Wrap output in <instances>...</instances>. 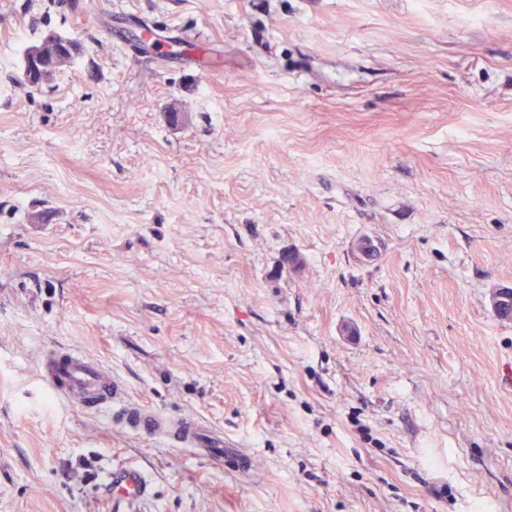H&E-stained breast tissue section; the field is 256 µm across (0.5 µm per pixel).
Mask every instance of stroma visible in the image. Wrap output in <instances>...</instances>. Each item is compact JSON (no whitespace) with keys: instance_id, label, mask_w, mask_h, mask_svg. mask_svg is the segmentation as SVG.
I'll return each mask as SVG.
<instances>
[{"instance_id":"35a3bbf8","label":"stroma","mask_w":512,"mask_h":512,"mask_svg":"<svg viewBox=\"0 0 512 512\" xmlns=\"http://www.w3.org/2000/svg\"><path fill=\"white\" fill-rule=\"evenodd\" d=\"M503 287L512 0H0V512L119 466L137 512H512ZM53 345L233 455L55 396ZM73 49L74 43L70 38L48 34L38 45L31 47L25 54L23 61V76L25 80L36 79L40 69L46 66L50 58H55L59 55L64 56ZM74 52L68 54L67 62L73 58ZM55 68H57V65H47L42 72L40 81H34L29 84L38 86ZM107 479L112 480V497L126 504L137 501L147 492L146 478L136 469H112V475H108Z\"/></svg>"}]
</instances>
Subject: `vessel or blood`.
Wrapping results in <instances>:
<instances>
[{"instance_id": "b4317fda", "label": "vessel or blood", "mask_w": 512, "mask_h": 512, "mask_svg": "<svg viewBox=\"0 0 512 512\" xmlns=\"http://www.w3.org/2000/svg\"><path fill=\"white\" fill-rule=\"evenodd\" d=\"M40 376L58 396L75 406L95 412L114 413L120 425L149 439H168L185 448L203 452L219 461L224 457V438L199 418L164 415L129 400L123 382L95 358L70 349L49 347L40 364ZM112 495L132 503L147 492L145 476L131 468L113 469Z\"/></svg>"}]
</instances>
